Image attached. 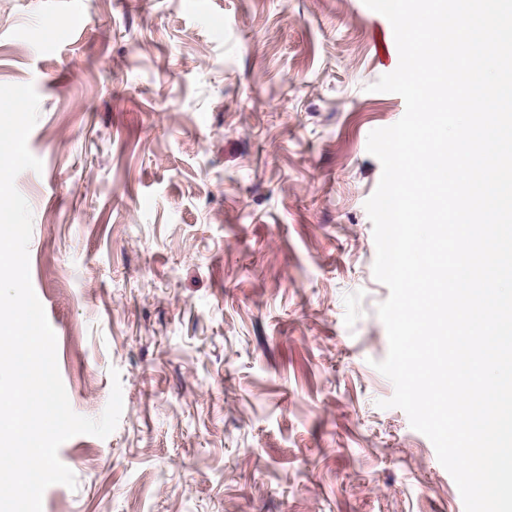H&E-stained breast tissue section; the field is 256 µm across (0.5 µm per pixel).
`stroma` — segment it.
Segmentation results:
<instances>
[{
  "label": "stroma",
  "instance_id": "obj_1",
  "mask_svg": "<svg viewBox=\"0 0 512 512\" xmlns=\"http://www.w3.org/2000/svg\"><path fill=\"white\" fill-rule=\"evenodd\" d=\"M0 0V85L33 84V289L76 488L43 512H464L398 408L365 209L403 98L363 0Z\"/></svg>",
  "mask_w": 512,
  "mask_h": 512
}]
</instances>
